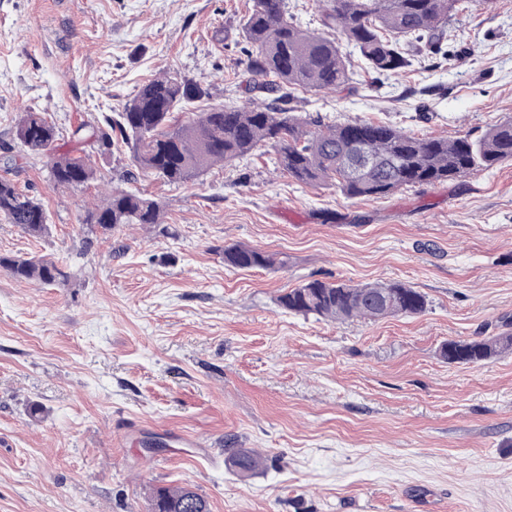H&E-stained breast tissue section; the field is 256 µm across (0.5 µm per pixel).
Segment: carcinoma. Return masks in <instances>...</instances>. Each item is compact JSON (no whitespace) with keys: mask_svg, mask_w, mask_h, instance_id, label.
<instances>
[{"mask_svg":"<svg viewBox=\"0 0 512 512\" xmlns=\"http://www.w3.org/2000/svg\"><path fill=\"white\" fill-rule=\"evenodd\" d=\"M324 31L297 26L285 0H253L243 27L248 67L266 78L261 86L281 90L274 103L250 101L241 107H215L185 123L176 110L210 96L208 89L177 76L163 75L145 83L122 111L103 116L102 124L75 126L70 139L98 143L109 151L127 149L132 166L170 182L194 178L211 166L245 157L260 145L275 149L279 168L294 179L315 185L334 181L357 198H378L400 188L462 177L477 168L512 161V119L485 134L452 140L416 138L384 123L323 124L303 119L279 105L285 89L334 90L350 80L345 41L379 75L394 76L409 66L408 46L426 43L440 52L447 38L448 17L461 10V0H325ZM316 129H311V126ZM62 136L43 112L23 113L15 126L20 153L47 157L54 185L82 187L94 179L86 156L55 154ZM365 152L375 164L358 173L348 168L350 155ZM0 216L30 236L48 233V214L37 199L0 178ZM84 224L105 231L126 224H159V203L138 192L114 187L104 202L86 209ZM224 262L239 269L270 268L283 261L243 244L224 247ZM0 269L18 280L47 286L69 281L66 264L46 257L0 256ZM285 309L331 320L376 321L396 315H418L425 297L400 282L352 284L313 279L279 298ZM512 351V330L496 336L451 340L445 359L478 363ZM224 465L242 477L262 470L266 457L253 448L224 449ZM151 512H210L200 493L187 487H161L153 493Z\"/></svg>","mask_w":512,"mask_h":512,"instance_id":"obj_1","label":"carcinoma"}]
</instances>
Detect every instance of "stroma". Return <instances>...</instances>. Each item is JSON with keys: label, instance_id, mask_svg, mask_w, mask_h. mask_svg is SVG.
Here are the masks:
<instances>
[{"label": "stroma", "instance_id": "obj_1", "mask_svg": "<svg viewBox=\"0 0 512 512\" xmlns=\"http://www.w3.org/2000/svg\"><path fill=\"white\" fill-rule=\"evenodd\" d=\"M252 0H0V177L45 206L42 238L0 219V255L65 260L66 286L0 270V512H149L189 485L211 512H512V353L451 364L442 344L512 321V162L380 198L306 185L271 146L185 183L86 146L99 181L162 205L160 224H83L98 188H57L47 159L11 165L26 111L62 131L178 73L209 107L271 101L240 36ZM333 92L292 90L324 123L419 138L512 118V0H479L444 50L385 78L352 59ZM241 243L280 266H226ZM311 279L401 281L416 316L332 321L280 307ZM42 409L31 417V405ZM184 431L192 448L163 433ZM228 447L267 466L244 480Z\"/></svg>", "mask_w": 512, "mask_h": 512}]
</instances>
